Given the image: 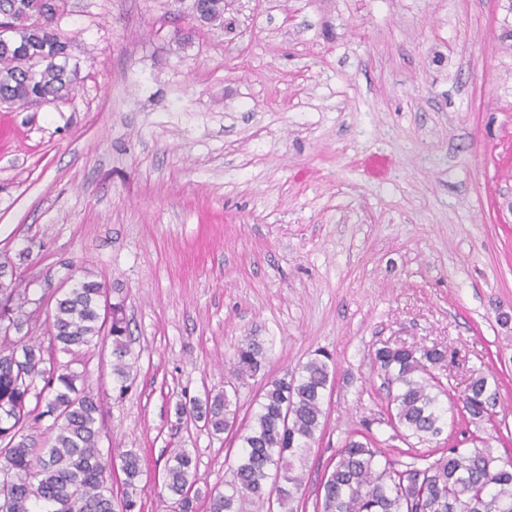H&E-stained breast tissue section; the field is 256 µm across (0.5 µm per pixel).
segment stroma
<instances>
[{
  "label": "stroma",
  "instance_id": "1",
  "mask_svg": "<svg viewBox=\"0 0 512 512\" xmlns=\"http://www.w3.org/2000/svg\"><path fill=\"white\" fill-rule=\"evenodd\" d=\"M70 3V98L0 104V259L40 341L77 269L123 304L129 389H112L110 341L84 361L103 453L141 458L134 512H178L163 481L179 449L196 512L231 479L238 441L176 407L227 389L251 334L267 361L240 420L265 377L319 350L336 364L305 512L365 424L398 465L476 436L512 456V0H231L232 30L192 32L191 0ZM384 345L445 350L453 384L486 377L487 415L394 437Z\"/></svg>",
  "mask_w": 512,
  "mask_h": 512
}]
</instances>
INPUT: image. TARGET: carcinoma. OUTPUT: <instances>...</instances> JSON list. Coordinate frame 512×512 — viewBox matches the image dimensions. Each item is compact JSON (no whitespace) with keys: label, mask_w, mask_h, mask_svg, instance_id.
Masks as SVG:
<instances>
[{"label":"carcinoma","mask_w":512,"mask_h":512,"mask_svg":"<svg viewBox=\"0 0 512 512\" xmlns=\"http://www.w3.org/2000/svg\"><path fill=\"white\" fill-rule=\"evenodd\" d=\"M201 23L224 25V0H200ZM69 0H0V25L11 38H0V103L39 108L69 98L79 69L69 67L70 39L59 30ZM0 512H134L136 501L114 494L109 482L112 460L99 449L102 402L86 387V372L72 368L83 350L112 338L113 389L124 392L132 380L133 353L120 304L112 305L110 326L100 313L102 282L87 273L55 298L49 346L21 335L29 325L23 280L0 263ZM61 350L72 356L54 365ZM266 349L246 336L231 358L235 384L243 386L265 369ZM446 352L404 346L376 349L374 363L386 384L387 423L407 441L430 442L447 426L444 401L476 420L487 414L492 395L483 377L450 393L434 372ZM335 376V363L323 351L280 378L266 381L246 424L227 392L178 405L219 434L234 432L241 452L224 490L205 494L208 512H258L272 497L280 512H296L302 499V474L296 463L322 432L324 399ZM50 417L48 436L42 421ZM378 441L349 433L336 451L317 496L315 512H512V464L490 446L442 449L419 456L398 469L380 460ZM124 485L136 488L140 456L120 455ZM196 469L181 449L166 462L164 488L179 512H195L187 487Z\"/></svg>","instance_id":"obj_1"}]
</instances>
